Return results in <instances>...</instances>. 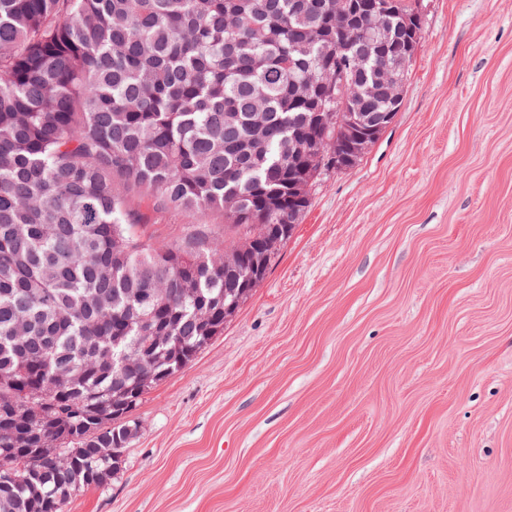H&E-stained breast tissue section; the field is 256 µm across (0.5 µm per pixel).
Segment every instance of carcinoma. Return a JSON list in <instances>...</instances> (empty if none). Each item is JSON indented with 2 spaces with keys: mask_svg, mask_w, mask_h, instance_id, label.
Wrapping results in <instances>:
<instances>
[{
  "mask_svg": "<svg viewBox=\"0 0 512 512\" xmlns=\"http://www.w3.org/2000/svg\"><path fill=\"white\" fill-rule=\"evenodd\" d=\"M325 17L336 0H0V413L61 438L17 449L21 481L0 484V512H64L72 479L117 470L96 449L122 431L124 452L138 425H113L116 370L91 361L112 337L166 381L211 343L201 320L257 287L250 258L227 271L224 258L250 225H296L310 206L288 203L291 138L314 152L334 138L336 105L316 126L294 85L321 61L361 82L401 65L362 43L339 52L334 35L309 44ZM253 112L266 116L258 144ZM136 199L200 223L154 241ZM68 366L74 385L25 395Z\"/></svg>",
  "mask_w": 512,
  "mask_h": 512,
  "instance_id": "carcinoma-1",
  "label": "carcinoma"
}]
</instances>
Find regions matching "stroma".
I'll return each mask as SVG.
<instances>
[{"label": "stroma", "mask_w": 512, "mask_h": 512, "mask_svg": "<svg viewBox=\"0 0 512 512\" xmlns=\"http://www.w3.org/2000/svg\"><path fill=\"white\" fill-rule=\"evenodd\" d=\"M400 109L66 512H512V0H422Z\"/></svg>", "instance_id": "35a3bbf8"}]
</instances>
